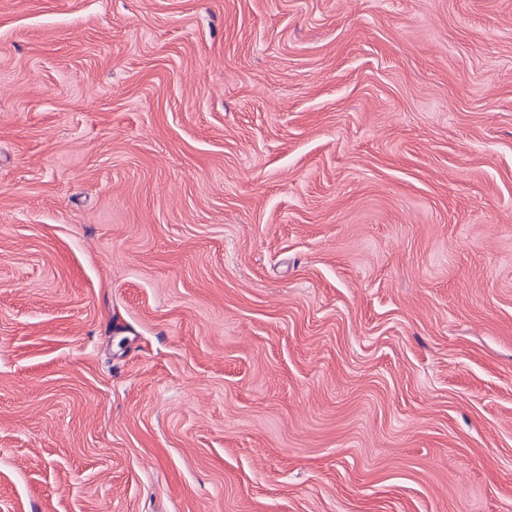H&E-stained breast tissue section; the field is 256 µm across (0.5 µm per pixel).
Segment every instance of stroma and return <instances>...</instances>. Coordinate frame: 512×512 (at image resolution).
Segmentation results:
<instances>
[{"label": "stroma", "instance_id": "35a3bbf8", "mask_svg": "<svg viewBox=\"0 0 512 512\" xmlns=\"http://www.w3.org/2000/svg\"><path fill=\"white\" fill-rule=\"evenodd\" d=\"M0 512H512V0H0Z\"/></svg>", "mask_w": 512, "mask_h": 512}]
</instances>
